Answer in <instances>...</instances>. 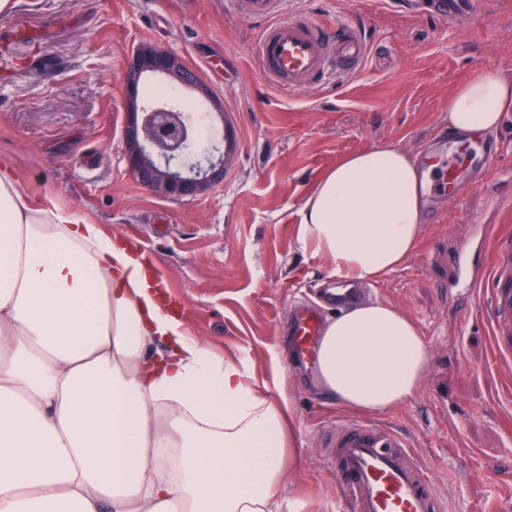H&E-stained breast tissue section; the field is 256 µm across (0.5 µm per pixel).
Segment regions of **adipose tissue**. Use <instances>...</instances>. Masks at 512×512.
I'll return each mask as SVG.
<instances>
[{
	"instance_id": "adipose-tissue-1",
	"label": "adipose tissue",
	"mask_w": 512,
	"mask_h": 512,
	"mask_svg": "<svg viewBox=\"0 0 512 512\" xmlns=\"http://www.w3.org/2000/svg\"><path fill=\"white\" fill-rule=\"evenodd\" d=\"M508 112L512 81L488 68L453 88L448 123L488 133ZM421 197L399 147L351 154L305 200L299 241L349 287L382 279L421 238ZM165 287L160 266L35 201L0 160V512H276L291 403L193 336ZM427 362L415 322L378 301L347 304L317 349L324 390L366 412L412 399Z\"/></svg>"
}]
</instances>
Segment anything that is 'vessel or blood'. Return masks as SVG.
Returning <instances> with one entry per match:
<instances>
[{"instance_id":"b4317fda","label":"vessel or blood","mask_w":512,"mask_h":512,"mask_svg":"<svg viewBox=\"0 0 512 512\" xmlns=\"http://www.w3.org/2000/svg\"><path fill=\"white\" fill-rule=\"evenodd\" d=\"M486 0H426L428 11L455 26L469 25ZM242 15L268 19L254 47L265 75L275 87L296 91L356 72L370 44L350 21L329 24L304 14L279 19L283 0H233ZM424 185L429 196L449 192L458 180L454 165L435 158ZM471 288H486V320L496 359L512 362V283L498 264L469 268ZM322 331L312 311L297 315L294 336L298 351L312 356ZM330 446L336 462L337 486L351 512H439L437 492L426 467L408 442L387 427L355 422L337 427Z\"/></svg>"}]
</instances>
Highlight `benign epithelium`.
<instances>
[{
	"mask_svg": "<svg viewBox=\"0 0 512 512\" xmlns=\"http://www.w3.org/2000/svg\"><path fill=\"white\" fill-rule=\"evenodd\" d=\"M145 73L166 76L185 87L207 89L177 56L143 45L127 65L125 144L130 172L141 185L164 198L196 196L224 177V152L197 154L199 127L189 113L167 101L138 102Z\"/></svg>",
	"mask_w": 512,
	"mask_h": 512,
	"instance_id": "benign-epithelium-1",
	"label": "benign epithelium"
}]
</instances>
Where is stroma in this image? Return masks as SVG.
Masks as SVG:
<instances>
[{"label":"stroma","instance_id":"stroma-1","mask_svg":"<svg viewBox=\"0 0 512 512\" xmlns=\"http://www.w3.org/2000/svg\"><path fill=\"white\" fill-rule=\"evenodd\" d=\"M286 10L356 20L372 38L355 75L282 92L258 68L252 45L265 20L228 0H14L0 14V155L11 157L41 202L71 209L117 235L167 273L166 292L191 333L218 353L247 356L257 376L280 358L279 389L299 424L281 512H349L323 446L336 423L371 421L406 438L450 512H512V368L497 366L482 300L460 256L489 264L512 248V112L491 137L502 144L494 174L463 170L459 202L425 199L410 259L365 296L409 315L429 348L410 401L364 412L327 396L296 357L288 324L297 306H322L326 262L298 241L300 209L319 178L345 156L392 143L411 157L434 151L450 93L487 68L512 80V0H490L462 30L394 0H287ZM150 44L180 57L205 92L144 74L139 100L159 96L205 113H233L234 170L205 193L154 195L128 170L124 131L129 56ZM489 225L480 241L476 227Z\"/></svg>","mask_w":512,"mask_h":512}]
</instances>
